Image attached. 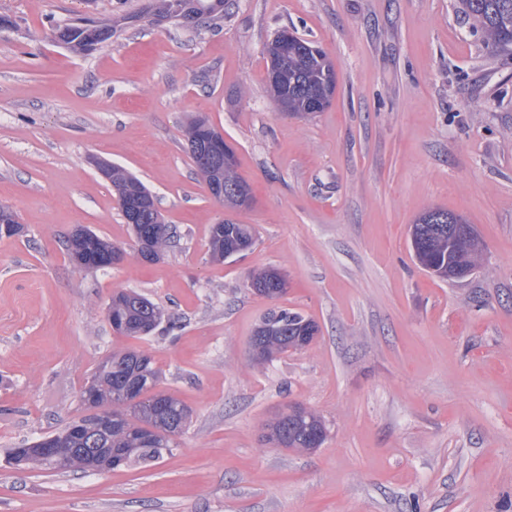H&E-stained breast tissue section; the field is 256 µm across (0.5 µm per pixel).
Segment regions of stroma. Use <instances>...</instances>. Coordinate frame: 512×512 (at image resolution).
<instances>
[{
  "label": "stroma",
  "mask_w": 512,
  "mask_h": 512,
  "mask_svg": "<svg viewBox=\"0 0 512 512\" xmlns=\"http://www.w3.org/2000/svg\"><path fill=\"white\" fill-rule=\"evenodd\" d=\"M158 0H0V512H512V53L472 32L460 0H224V20L154 23ZM79 17L114 33L78 54ZM288 27L336 69L309 118L268 97L267 43ZM206 117L236 152L251 206L209 193L185 126ZM106 160L157 197L174 243L140 259ZM463 216L478 270L448 282L415 260L427 209ZM250 225L242 257L212 261L209 228ZM89 228L117 265L78 268L64 238ZM275 267L285 295L254 293ZM132 289L173 315L115 334ZM314 320L307 348L260 366L249 338L270 310ZM148 353L186 405L172 453L106 473L7 466L85 413L111 354ZM320 414L312 452L264 442L291 404ZM87 22L73 23L59 29L57 37L59 41L65 44L72 52L85 53L87 37H92L96 42L102 44L112 38V23L99 22L98 28L93 34H85Z\"/></svg>",
  "instance_id": "1"
}]
</instances>
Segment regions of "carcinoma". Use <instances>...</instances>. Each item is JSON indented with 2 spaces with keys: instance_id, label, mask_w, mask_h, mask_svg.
Returning a JSON list of instances; mask_svg holds the SVG:
<instances>
[{
  "instance_id": "carcinoma-1",
  "label": "carcinoma",
  "mask_w": 512,
  "mask_h": 512,
  "mask_svg": "<svg viewBox=\"0 0 512 512\" xmlns=\"http://www.w3.org/2000/svg\"><path fill=\"white\" fill-rule=\"evenodd\" d=\"M465 16L474 21L476 30L484 36L487 45L497 51L512 49V0H461ZM159 17L175 20L184 25L191 23L217 25L224 19V0H162ZM86 23H73L57 32L59 41L71 51L84 52L87 37L102 44L112 38V22H101L91 35L85 34ZM308 41L297 36L288 49L282 77L279 83H268L274 101L288 98V114L309 116L306 103L311 89L336 82V70L326 55L315 57L307 51ZM217 134L216 129L204 118L192 119L186 128L187 144L208 141ZM198 173L206 181L211 195L236 188L244 183L237 176L235 167L222 169L207 168L197 156H192ZM111 184L118 195L122 213L149 189L136 177L116 166L111 167ZM419 233L422 249L420 262L446 269L440 278L457 280L453 269H475L479 262L478 254L471 252L465 243L457 242L455 253L448 254V238L439 234L434 225L425 217L414 224ZM136 244L145 248L160 259L170 243L171 228L163 222L158 209L151 206L141 212V223L132 226ZM254 244L251 228L247 224L226 221L211 226L209 248L216 260L224 259V253L231 250H249ZM273 268L268 267L251 277L254 292L266 298L282 295L274 282ZM116 314L128 325L125 334L138 335V330L148 335L163 320V312L154 303L135 291H120L112 296ZM318 325L298 312L286 309L268 312L253 330L259 341H249L252 360L258 364L273 360L288 351V348L304 349V343L315 339ZM128 382L137 384L142 394L136 412L130 414L114 400V388ZM95 401L101 405L112 404V411L122 420L112 425V430L103 432L88 419L83 434L68 437V428L57 432L64 438L62 452L68 460L66 468L91 470L106 460L109 449L125 454L127 464L148 463L160 459L177 447L176 438L186 429L189 410L176 398L158 389L159 372L151 357L141 351H127L112 355V369L97 371L91 377ZM295 409L302 414L289 418L280 425V443L289 450L305 452L311 450L312 436L326 435V426L316 412L301 405Z\"/></svg>"
}]
</instances>
